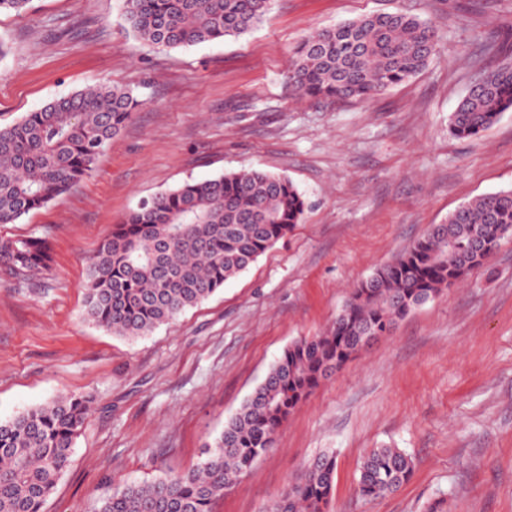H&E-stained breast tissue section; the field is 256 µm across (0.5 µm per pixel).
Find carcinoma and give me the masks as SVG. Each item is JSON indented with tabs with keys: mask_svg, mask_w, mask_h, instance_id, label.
Listing matches in <instances>:
<instances>
[{
	"mask_svg": "<svg viewBox=\"0 0 512 512\" xmlns=\"http://www.w3.org/2000/svg\"><path fill=\"white\" fill-rule=\"evenodd\" d=\"M270 0H124L134 36L159 50L250 32ZM429 22L407 12L372 13L318 28L294 47L288 80L298 98L370 99L417 76L439 54ZM450 114L469 139L512 109V61L483 73ZM141 101L132 91L96 84L60 97L0 127V224H15L67 193L94 170ZM307 203L286 176L259 169L186 181L112 225L90 259L85 319L114 336H147L208 299L246 271L301 223ZM393 262L360 282L329 331L289 345L192 469L150 483H125L94 512H212L213 504L273 447L288 416L358 351L416 307L455 285L438 264L442 236L466 254L481 237L512 235V191L485 194L448 215ZM44 236L0 239V263L27 280L50 269ZM88 396L59 395L0 421V512H42L89 418ZM336 457L325 452L305 468L274 512H325ZM402 448H374L359 465L358 490L373 499L413 475Z\"/></svg>",
	"mask_w": 512,
	"mask_h": 512,
	"instance_id": "1",
	"label": "carcinoma"
}]
</instances>
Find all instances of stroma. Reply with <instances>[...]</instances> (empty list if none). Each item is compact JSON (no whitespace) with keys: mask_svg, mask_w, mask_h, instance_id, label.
Here are the masks:
<instances>
[{"mask_svg":"<svg viewBox=\"0 0 512 512\" xmlns=\"http://www.w3.org/2000/svg\"><path fill=\"white\" fill-rule=\"evenodd\" d=\"M395 10L437 28L439 57L422 73L366 101L293 95L289 52L305 35ZM122 11L31 0L0 14V127L99 82L142 102L89 177L0 224V238L48 236L54 259L30 284L0 266V420L62 393L94 399L43 512H92L108 485L195 466L288 345L324 332L361 280L462 203L512 190V110L474 139L448 130L472 82L512 60V0H271L244 35L165 51L137 40ZM251 168L304 194L287 238L150 335L85 320L87 261L113 224L185 181ZM383 447L411 453L413 476L363 499L359 463ZM331 450L326 512H512V237L489 268L352 355L213 512H271Z\"/></svg>","mask_w":512,"mask_h":512,"instance_id":"1","label":"stroma"}]
</instances>
